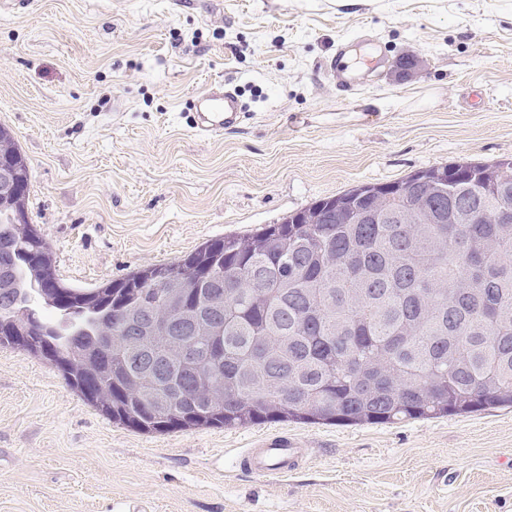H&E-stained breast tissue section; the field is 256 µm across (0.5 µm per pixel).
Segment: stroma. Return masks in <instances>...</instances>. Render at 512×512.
<instances>
[{
  "label": "stroma",
  "mask_w": 512,
  "mask_h": 512,
  "mask_svg": "<svg viewBox=\"0 0 512 512\" xmlns=\"http://www.w3.org/2000/svg\"><path fill=\"white\" fill-rule=\"evenodd\" d=\"M370 34L350 100L320 67ZM247 112L197 136L190 97ZM0 126L65 284L95 288L359 185L512 158V0H29L0 5ZM282 436L304 456L259 478ZM512 512V408L385 425L144 433L0 345V512ZM263 448H248L240 464L259 477L269 475L284 476L292 472L300 457L301 448L289 441L271 439Z\"/></svg>",
  "instance_id": "stroma-1"
}]
</instances>
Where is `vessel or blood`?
Returning <instances> with one entry per match:
<instances>
[{"mask_svg":"<svg viewBox=\"0 0 512 512\" xmlns=\"http://www.w3.org/2000/svg\"><path fill=\"white\" fill-rule=\"evenodd\" d=\"M322 68L327 75L337 77L347 93H355L358 84L354 71L347 61L345 46H338L335 54L327 57ZM191 125L203 137L223 133L238 124L242 105L234 88L221 83L195 93L192 99ZM300 450L294 444L282 439H271L263 447L248 449L241 459L243 467L259 477L284 476L292 472Z\"/></svg>","mask_w":512,"mask_h":512,"instance_id":"1","label":"vessel or blood"}]
</instances>
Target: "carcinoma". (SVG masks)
I'll return each mask as SVG.
<instances>
[{
  "instance_id": "obj_1",
  "label": "carcinoma",
  "mask_w": 512,
  "mask_h": 512,
  "mask_svg": "<svg viewBox=\"0 0 512 512\" xmlns=\"http://www.w3.org/2000/svg\"><path fill=\"white\" fill-rule=\"evenodd\" d=\"M0 145L17 182L16 202L0 205V265L27 262L17 278H0V320L21 292L47 328L0 336V345L38 349L113 421L166 433L512 408V223L499 217L512 209V182L483 179L511 162L448 166L450 191L428 203L437 224L404 222L401 202L373 224H269L83 289L55 275L50 246L28 219L27 162L2 126ZM173 278L214 336L190 326L152 330L164 307L158 292ZM214 294L224 295L222 315L207 306ZM125 311L148 331L134 349L117 322Z\"/></svg>"
}]
</instances>
